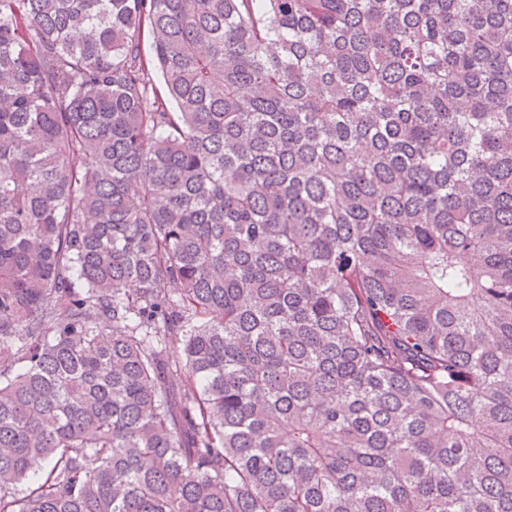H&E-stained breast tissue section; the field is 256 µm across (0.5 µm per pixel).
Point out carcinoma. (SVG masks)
<instances>
[{"label":"carcinoma","mask_w":512,"mask_h":512,"mask_svg":"<svg viewBox=\"0 0 512 512\" xmlns=\"http://www.w3.org/2000/svg\"><path fill=\"white\" fill-rule=\"evenodd\" d=\"M0 512H512V0H0Z\"/></svg>","instance_id":"obj_1"}]
</instances>
